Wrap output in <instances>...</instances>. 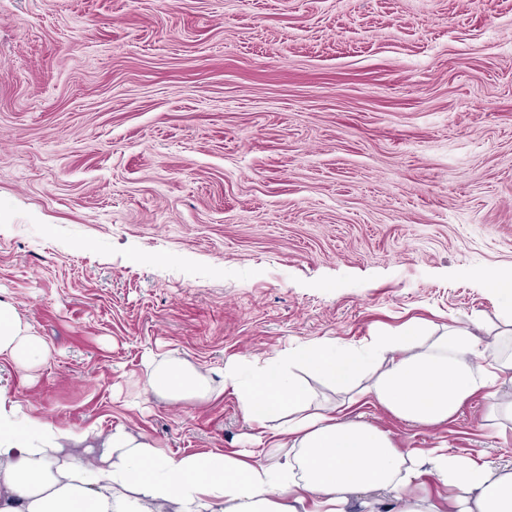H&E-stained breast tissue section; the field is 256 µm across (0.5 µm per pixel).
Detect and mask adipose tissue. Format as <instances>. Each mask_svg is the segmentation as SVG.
<instances>
[{"mask_svg":"<svg viewBox=\"0 0 512 512\" xmlns=\"http://www.w3.org/2000/svg\"><path fill=\"white\" fill-rule=\"evenodd\" d=\"M51 356L47 341L0 299V360L31 368ZM140 385L173 401L231 390L259 428L261 460L231 452L173 456L123 426L75 433L27 415L0 398V512H512V470L446 448L398 450L375 425L351 418L378 405L397 419L435 426L476 396L493 419L512 420V353L481 345L473 327L428 331L409 322L358 344L326 340L264 359L230 360L213 386L208 374L168 354L148 355ZM317 379L342 401L320 399ZM92 443L98 462L70 454ZM449 491L437 504L427 486Z\"/></svg>","mask_w":512,"mask_h":512,"instance_id":"1","label":"adipose tissue"}]
</instances>
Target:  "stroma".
Returning <instances> with one entry per match:
<instances>
[{
    "label": "stroma",
    "instance_id": "1",
    "mask_svg": "<svg viewBox=\"0 0 512 512\" xmlns=\"http://www.w3.org/2000/svg\"><path fill=\"white\" fill-rule=\"evenodd\" d=\"M512 271V0H0V298L43 336L0 393L169 455L255 450L230 359L481 320ZM397 448L512 465L475 397Z\"/></svg>",
    "mask_w": 512,
    "mask_h": 512
}]
</instances>
